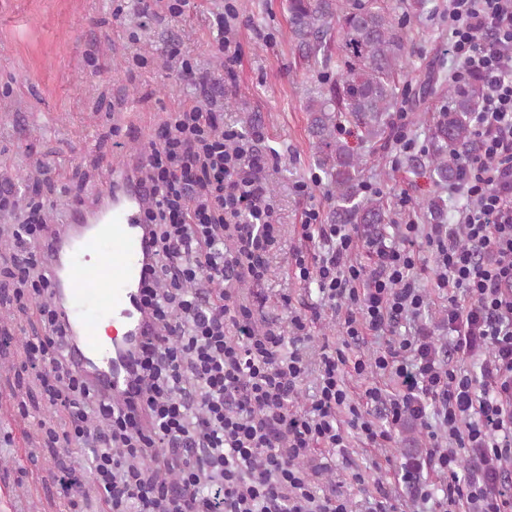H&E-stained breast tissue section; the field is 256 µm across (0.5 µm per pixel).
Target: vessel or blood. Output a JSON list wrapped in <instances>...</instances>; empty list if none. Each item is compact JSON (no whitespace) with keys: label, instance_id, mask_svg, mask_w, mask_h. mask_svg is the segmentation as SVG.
<instances>
[{"label":"vessel or blood","instance_id":"1","mask_svg":"<svg viewBox=\"0 0 512 512\" xmlns=\"http://www.w3.org/2000/svg\"><path fill=\"white\" fill-rule=\"evenodd\" d=\"M145 152L106 165V187L91 201L69 205L60 224L44 229V268L66 301L58 308L68 344V370L85 378L119 408L141 395L130 354L161 330L141 305L153 248L147 209L156 193L145 176ZM122 334L103 341V323Z\"/></svg>","mask_w":512,"mask_h":512}]
</instances>
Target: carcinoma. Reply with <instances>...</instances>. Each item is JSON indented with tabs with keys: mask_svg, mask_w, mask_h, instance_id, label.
I'll return each mask as SVG.
<instances>
[{
	"mask_svg": "<svg viewBox=\"0 0 512 512\" xmlns=\"http://www.w3.org/2000/svg\"><path fill=\"white\" fill-rule=\"evenodd\" d=\"M426 0H287L288 23L300 60L317 73L305 109L317 148V166L330 179L334 206L331 224H360L367 237H384L387 199H361L362 157L340 141L337 132L349 124L366 142L382 139L391 129L400 104L398 80L412 50L407 31L410 15L424 11ZM336 64V75L329 73ZM423 92L446 100L430 126L428 158L437 183L458 179L466 156L476 148L471 124L483 87L472 79L443 86L433 78Z\"/></svg>",
	"mask_w": 512,
	"mask_h": 512,
	"instance_id": "obj_1",
	"label": "carcinoma"
}]
</instances>
